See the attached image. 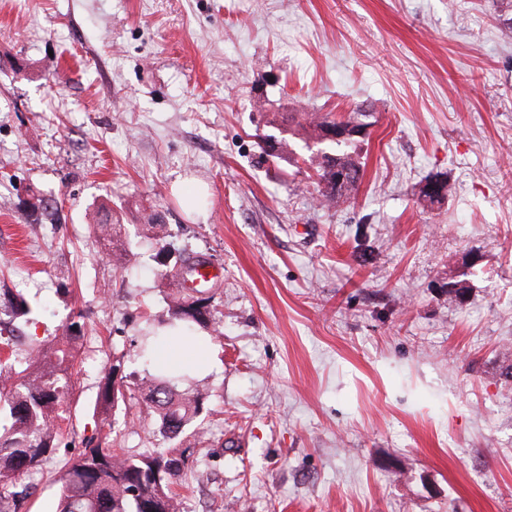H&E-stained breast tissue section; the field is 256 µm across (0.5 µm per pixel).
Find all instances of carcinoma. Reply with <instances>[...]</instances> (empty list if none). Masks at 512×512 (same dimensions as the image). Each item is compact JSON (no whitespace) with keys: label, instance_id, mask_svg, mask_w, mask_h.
<instances>
[{"label":"carcinoma","instance_id":"1","mask_svg":"<svg viewBox=\"0 0 512 512\" xmlns=\"http://www.w3.org/2000/svg\"><path fill=\"white\" fill-rule=\"evenodd\" d=\"M368 112L338 115L312 112L301 129L306 139L320 145L321 161L316 170V202L333 206L349 197L361 178L360 164L350 152L356 142L345 138L336 142L323 140L325 130L337 123L367 125ZM346 172V181L334 188L338 172ZM121 225L112 220L93 219L92 231L106 256H125L117 252ZM168 282L166 295L170 325L185 332L206 330L213 320L205 299L194 296L181 282L164 274ZM6 322L0 319V347L10 350L9 367L0 368V512L12 488L21 479L42 474L53 459L61 442L58 422L65 418L73 402L72 372L74 350L82 339L83 324L71 320L58 336L35 342L20 356L13 351L14 321L29 322L31 309L22 298L8 300ZM140 357L155 360L156 375L150 379L146 402L158 423V432L167 440L179 435L202 410L208 391L197 385L184 389L176 384L187 373L178 372L158 359L146 346ZM103 369L97 406L105 411L114 403L115 364ZM189 463L186 451L156 448L152 452L127 456L115 452L112 444L101 437H91L66 463L59 487V512H179V501L172 486L182 478Z\"/></svg>","mask_w":512,"mask_h":512}]
</instances>
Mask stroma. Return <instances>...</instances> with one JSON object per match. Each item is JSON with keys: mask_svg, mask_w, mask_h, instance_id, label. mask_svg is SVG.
<instances>
[{"mask_svg": "<svg viewBox=\"0 0 512 512\" xmlns=\"http://www.w3.org/2000/svg\"><path fill=\"white\" fill-rule=\"evenodd\" d=\"M356 109L376 122L337 206L314 200L317 150L258 146ZM183 183L207 189L197 213ZM103 204L126 266L90 230ZM184 259L223 273L218 330L191 337L212 395L166 441L138 350ZM18 294L40 313L17 353L76 314L84 339L66 447L10 512H57L106 421L124 454L189 450L181 512H512V0H0V298ZM119 357L133 393L104 413ZM114 362L118 365L122 363L121 359L116 358L115 360L113 359L111 362L107 363L103 369L102 384L97 407L102 408L104 411L110 410L114 403V389L112 388L116 373V368L113 365ZM115 389L121 390L123 394L122 399L126 398V389L120 385L118 378L115 380Z\"/></svg>", "mask_w": 512, "mask_h": 512, "instance_id": "stroma-1", "label": "stroma"}]
</instances>
